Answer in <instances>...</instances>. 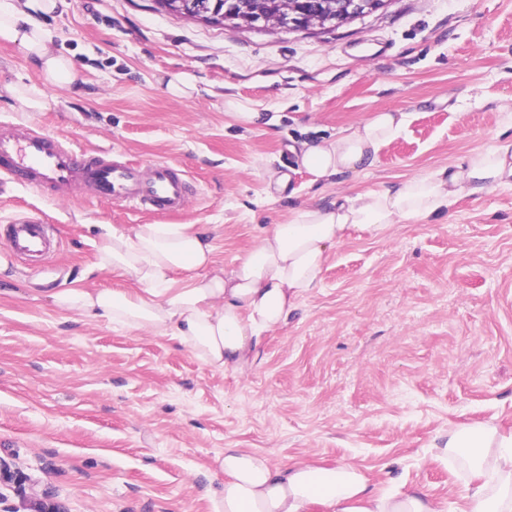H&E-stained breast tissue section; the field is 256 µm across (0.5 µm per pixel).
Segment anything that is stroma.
<instances>
[{
    "label": "stroma",
    "mask_w": 512,
    "mask_h": 512,
    "mask_svg": "<svg viewBox=\"0 0 512 512\" xmlns=\"http://www.w3.org/2000/svg\"><path fill=\"white\" fill-rule=\"evenodd\" d=\"M81 80L48 110L0 96L25 124L141 168L192 180L171 221L204 229L231 270L291 209L402 183L512 140V0H389L327 32L244 30L157 0H63L45 20ZM387 52L378 53V44ZM192 85L189 96L168 79ZM263 112L243 127L225 102ZM407 112L374 167L314 179L296 152L372 113ZM51 224L38 263L0 233V458L15 483L0 512L46 495L64 512H219L226 448L277 467L350 462L381 490L423 488L455 505L466 479L449 430L512 431V188L462 195L445 214L352 233L318 288L243 374L178 341L57 309L68 288L132 290L98 265L102 227L152 223L122 203L0 183V230Z\"/></svg>",
    "instance_id": "35a3bbf8"
}]
</instances>
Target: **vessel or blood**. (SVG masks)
I'll use <instances>...</instances> for the list:
<instances>
[{
  "label": "vessel or blood",
  "instance_id": "1",
  "mask_svg": "<svg viewBox=\"0 0 512 512\" xmlns=\"http://www.w3.org/2000/svg\"><path fill=\"white\" fill-rule=\"evenodd\" d=\"M0 177L23 186L58 190L86 183L97 197L156 214L182 210L187 203L186 181L170 164H153L144 173L92 152L78 154L60 139L28 126L0 131ZM5 236L13 254L32 259L56 245L49 225L36 219L13 221Z\"/></svg>",
  "mask_w": 512,
  "mask_h": 512
}]
</instances>
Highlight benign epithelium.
I'll list each match as a JSON object with an SVG mask.
<instances>
[{
	"label": "benign epithelium",
	"instance_id": "benign-epithelium-1",
	"mask_svg": "<svg viewBox=\"0 0 512 512\" xmlns=\"http://www.w3.org/2000/svg\"><path fill=\"white\" fill-rule=\"evenodd\" d=\"M211 15L228 20L236 13L238 0H211ZM279 10L267 13L260 8L264 0H252L251 16L243 24L246 29H279L288 32L329 31L345 22L363 19L387 4V0H278Z\"/></svg>",
	"mask_w": 512,
	"mask_h": 512
}]
</instances>
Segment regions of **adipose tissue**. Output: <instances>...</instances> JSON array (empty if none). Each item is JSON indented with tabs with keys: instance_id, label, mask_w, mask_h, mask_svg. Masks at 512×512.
<instances>
[{
	"instance_id": "ef3b65f1",
	"label": "adipose tissue",
	"mask_w": 512,
	"mask_h": 512,
	"mask_svg": "<svg viewBox=\"0 0 512 512\" xmlns=\"http://www.w3.org/2000/svg\"><path fill=\"white\" fill-rule=\"evenodd\" d=\"M57 6L58 0H24L20 6L0 0V40L17 44L42 78L41 85H13L9 91L35 111L47 105L45 87L78 80L72 60L52 50L42 22ZM408 118L405 112L374 113L336 137L302 143L301 162L319 179L368 169ZM506 186L512 187V142L393 187L301 206L287 223L271 225L228 272L214 271L212 242L195 225L141 224L129 234L109 230L100 264L134 280L137 290L72 288L53 294V303L130 330L152 329L177 339L212 369L242 373L258 360L265 335L317 288L329 249L351 232L379 235L393 224L448 211L462 193ZM177 271L189 274L184 287L172 285ZM445 451L468 471L460 512H512V436L481 424L450 432ZM221 468L223 512H442L419 489L374 491L351 463L276 468L259 453L228 448Z\"/></svg>"
}]
</instances>
